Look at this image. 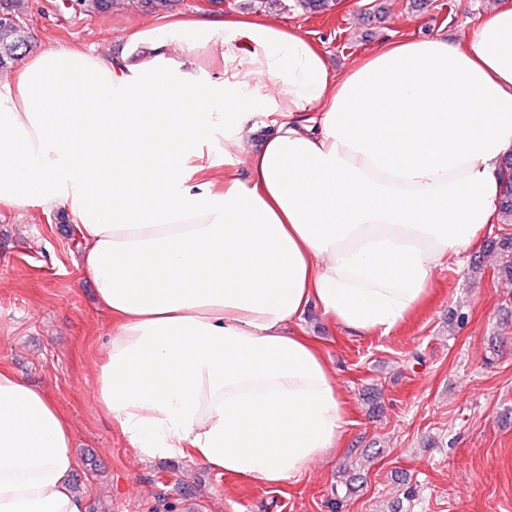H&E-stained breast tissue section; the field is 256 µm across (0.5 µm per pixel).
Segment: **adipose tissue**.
<instances>
[{
    "mask_svg": "<svg viewBox=\"0 0 512 512\" xmlns=\"http://www.w3.org/2000/svg\"><path fill=\"white\" fill-rule=\"evenodd\" d=\"M126 44L49 49L0 78V206L62 209L82 238L112 316L93 403L140 459L299 480L347 425L308 310L389 335L499 222L512 7L454 42H383L342 76L259 16L142 24ZM174 88L185 110L208 103L203 122L131 123ZM76 467L56 405L0 366V512H86Z\"/></svg>",
    "mask_w": 512,
    "mask_h": 512,
    "instance_id": "obj_1",
    "label": "adipose tissue"
}]
</instances>
